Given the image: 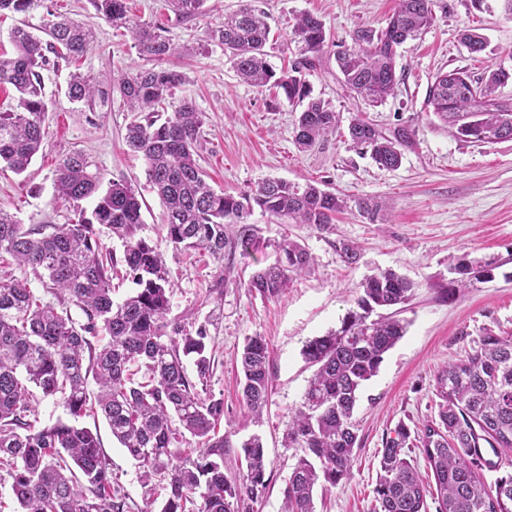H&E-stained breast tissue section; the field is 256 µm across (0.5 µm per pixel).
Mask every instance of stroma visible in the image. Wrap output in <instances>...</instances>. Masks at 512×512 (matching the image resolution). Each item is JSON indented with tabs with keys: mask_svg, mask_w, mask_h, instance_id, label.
Returning a JSON list of instances; mask_svg holds the SVG:
<instances>
[{
	"mask_svg": "<svg viewBox=\"0 0 512 512\" xmlns=\"http://www.w3.org/2000/svg\"><path fill=\"white\" fill-rule=\"evenodd\" d=\"M238 4L206 0L202 15L184 22L165 9L163 0H129L132 14L164 27L173 43L203 47L201 53L180 59L186 81L175 96L192 99L205 114L198 160L210 185L240 195L267 178L316 184L348 202L331 231L285 224L253 210L247 223L260 248L236 252L230 279L216 287L221 263L169 241L165 209L146 179L145 161L125 143L134 115L113 92L112 79L135 72L143 59L125 30L95 18L89 0H35L25 15L0 23V53L12 49L11 27L22 23L40 32L55 11L93 21L95 28L93 46L81 59L43 70L49 106L46 136L24 174L0 171V205L27 227L69 223L73 208L57 198L54 171L75 150L94 161L105 181H124L137 190L143 219L139 234L155 247L169 274L168 320L191 331L201 325L208 329L214 367L207 391L224 401L217 432L229 444L225 474L245 473L241 443L255 433L263 438L271 484L252 512H282V490L298 455L297 449L285 447L283 434L313 374L302 355L304 345L339 327L366 276L391 269L413 281L414 293L400 307L406 333L364 386L355 411L359 445L351 473L315 500L317 512H374L373 490L385 439L398 424L413 429L433 415L435 377L448 361L471 351L486 333L512 334V140L464 141L426 105L438 72L460 69L479 78L491 65H512V15L500 0H489L486 10L475 9L471 0H435L434 25L398 51L400 81L394 95L372 107L342 83L335 53L352 46L357 29L384 27L395 0H261L271 28L267 50L274 69L290 68L300 56L294 24L301 14L318 16L330 36L307 80L313 96L329 102L342 124L334 135L303 152L293 142L298 109L273 89L241 81L223 48L207 40L209 30ZM469 28L486 37L482 53H470L461 43L462 30ZM74 72L95 77L98 91L92 103L68 99L66 84ZM357 115L385 132L401 124L414 128V141L403 148L400 166L378 168L353 146L346 125ZM362 197L386 203L383 222L372 224L359 214L356 202ZM285 236L306 246L313 267L293 277L278 299L267 301L250 293L246 283L259 262L273 261L274 246ZM344 242L359 248L356 264L342 261L339 247ZM463 259L494 262L493 276L444 299L441 290L456 279L455 268ZM256 334L269 344L272 378L258 426L244 415L234 362L246 338ZM98 433L131 512H148L152 496L139 479L137 465L106 423H99Z\"/></svg>",
	"mask_w": 512,
	"mask_h": 512,
	"instance_id": "35a3bbf8",
	"label": "stroma"
}]
</instances>
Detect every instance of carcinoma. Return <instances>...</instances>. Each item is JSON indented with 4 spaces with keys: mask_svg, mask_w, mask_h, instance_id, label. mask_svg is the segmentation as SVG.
<instances>
[{
    "mask_svg": "<svg viewBox=\"0 0 512 512\" xmlns=\"http://www.w3.org/2000/svg\"><path fill=\"white\" fill-rule=\"evenodd\" d=\"M95 15L116 29L129 31L148 66L113 80L127 110L137 116L126 129L130 150L143 155L149 183L167 209L165 228L172 244L210 253L218 260L238 249L256 250L259 243L245 226L254 207L288 224L331 229L343 198L316 185L301 188L282 179H266L249 194L216 192L195 158L204 113L182 99L172 112L161 110L186 76L171 57L195 48L178 47L164 30L130 14L128 0H90ZM182 19L198 16L205 0H166ZM32 0H0V18L24 14ZM434 22L433 0H398L395 12L379 31L358 30L355 47L336 54L343 84L368 105L387 100L397 85L396 55L400 45ZM44 40L25 28L10 31L15 53L0 56V88L12 87L17 107L0 110V165L23 173L38 153L45 133L48 104L40 70L50 64L83 57L93 42L92 26L61 14L46 23ZM271 29L267 13L243 0L209 32L224 48L237 75L257 87L272 85L288 103L301 107L294 143L301 151L336 133L339 118L328 103L311 97L306 73L320 62L328 42L323 21L300 15L294 34L301 57L276 73L267 61ZM462 41L472 53L486 39L470 30ZM512 82V68L492 66L471 80L460 70L435 77L427 98L433 112L456 128L466 141L512 140V98L498 89ZM96 79L75 73L67 83L74 102H89ZM348 136L361 153L381 168L394 169L415 131L401 125L385 133L355 117ZM103 182L85 154L74 151L59 162L55 189L72 204L70 224L26 228L0 207V263L10 260L39 276L45 272L56 301L45 302L27 282L0 283V469L9 471L20 512H128L126 496L103 453L98 431L79 423L88 412L102 417L112 437L137 462L140 479L150 484L161 476L164 496L160 512H245L269 489L265 449L253 435L241 445L246 474H224V437L216 427L224 417V401L201 396L213 360L207 330L193 333L167 319L170 280L162 257L139 236L141 203L126 182ZM95 198L91 211L80 202ZM361 215L378 221L382 204L358 201ZM103 224L122 241L118 259L100 242L95 225ZM313 257L289 238L276 245L275 261L256 271L246 287L264 300L278 298L292 276L310 270ZM135 291L112 300L117 266ZM493 262H461L460 278L444 289L450 299L473 280L492 278ZM413 285L391 270L373 274L357 286V310L339 328L308 341L302 354L315 367L301 403L289 416L286 445L302 449L282 494L285 512H315L318 489L327 491L350 475L357 444L354 411L363 384L377 375L385 355L405 335L397 312L371 318L378 308L409 301ZM84 316L73 318L71 308ZM108 336L100 345L98 337ZM191 358L197 380L187 375ZM242 376L245 416L258 422L268 404L271 374L269 349L251 336L237 359ZM145 369L138 381L131 367ZM98 385L95 408L88 407V379ZM44 397H60L70 420L39 427L30 419L33 389ZM437 414L411 435L404 424L380 450L374 487L378 512H512V473L487 483L483 471L512 467L502 451L512 449V334L488 333L476 348L445 365L436 375ZM199 447L185 454L175 444L185 435ZM419 450L434 483L420 477L412 453Z\"/></svg>",
    "mask_w": 512,
    "mask_h": 512,
    "instance_id": "carcinoma-1",
    "label": "carcinoma"
}]
</instances>
